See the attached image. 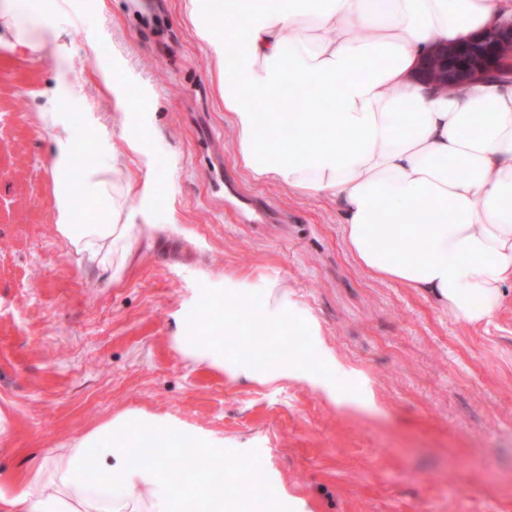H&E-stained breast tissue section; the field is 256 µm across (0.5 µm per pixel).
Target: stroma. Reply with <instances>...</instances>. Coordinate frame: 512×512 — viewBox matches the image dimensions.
Returning <instances> with one entry per match:
<instances>
[{
	"label": "stroma",
	"mask_w": 512,
	"mask_h": 512,
	"mask_svg": "<svg viewBox=\"0 0 512 512\" xmlns=\"http://www.w3.org/2000/svg\"><path fill=\"white\" fill-rule=\"evenodd\" d=\"M185 0H57L54 34L0 25V484L120 412L170 416L260 462L280 512H512V288L489 325L374 278L336 206L255 179ZM73 87L115 143L118 102L146 116L129 181L165 187L157 231L112 281L57 232L44 113ZM277 283L319 321L342 402L305 382L189 366L179 311L225 279Z\"/></svg>",
	"instance_id": "35a3bbf8"
}]
</instances>
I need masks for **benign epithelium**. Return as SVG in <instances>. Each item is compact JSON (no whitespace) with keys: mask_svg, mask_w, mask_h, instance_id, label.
<instances>
[{"mask_svg":"<svg viewBox=\"0 0 512 512\" xmlns=\"http://www.w3.org/2000/svg\"><path fill=\"white\" fill-rule=\"evenodd\" d=\"M485 48L481 64L476 67L475 76L488 77L491 75L512 74V21L481 31L459 45L450 43L440 49V64L442 73L432 80L427 78L424 83L434 88H444L463 85L471 79L466 74L471 54L475 47Z\"/></svg>","mask_w":512,"mask_h":512,"instance_id":"1","label":"benign epithelium"}]
</instances>
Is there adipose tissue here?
Segmentation results:
<instances>
[{
	"instance_id": "1",
	"label": "adipose tissue",
	"mask_w": 512,
	"mask_h": 512,
	"mask_svg": "<svg viewBox=\"0 0 512 512\" xmlns=\"http://www.w3.org/2000/svg\"><path fill=\"white\" fill-rule=\"evenodd\" d=\"M52 6L7 0L0 20L24 44ZM185 11L214 64L239 163L335 202L351 253L373 276L429 294L462 324L490 323L512 286V82L437 91L416 73L434 46L512 19V0H186ZM46 121L57 230L79 263L121 280L161 185L150 174L121 183L115 144L89 136L96 119L50 112ZM88 138L93 159L82 164ZM92 200L101 206L91 217ZM258 292L268 335L285 325L322 349L318 322L276 283L255 290L228 280L179 313L183 357L259 384L301 380L339 400L343 384L325 373L330 357L249 349L231 314ZM218 301L229 317L212 329ZM158 445L164 455L146 459ZM169 455L201 470L204 487L172 479ZM228 481L239 486L232 500ZM264 482L258 462L225 463L223 438L128 410L39 461L32 485L0 487V512H185L190 502L195 512H245Z\"/></svg>"
}]
</instances>
